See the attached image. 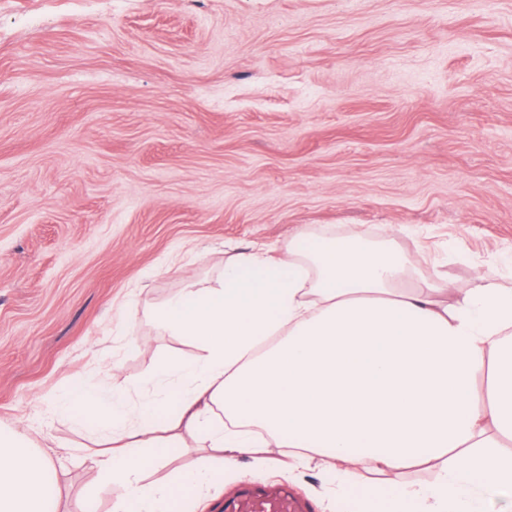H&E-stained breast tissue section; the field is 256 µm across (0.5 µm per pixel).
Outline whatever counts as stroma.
<instances>
[{
    "mask_svg": "<svg viewBox=\"0 0 512 512\" xmlns=\"http://www.w3.org/2000/svg\"><path fill=\"white\" fill-rule=\"evenodd\" d=\"M301 230L393 235L456 288L512 276V0H0V427L56 466L61 512L112 498L56 398L138 408L163 358L200 354L156 306ZM210 453L186 439L144 477ZM257 453L255 485L332 512L345 462Z\"/></svg>",
    "mask_w": 512,
    "mask_h": 512,
    "instance_id": "obj_1",
    "label": "stroma"
}]
</instances>
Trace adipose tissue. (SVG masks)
<instances>
[{"instance_id":"ef3b65f1","label":"adipose tissue","mask_w":512,"mask_h":512,"mask_svg":"<svg viewBox=\"0 0 512 512\" xmlns=\"http://www.w3.org/2000/svg\"><path fill=\"white\" fill-rule=\"evenodd\" d=\"M155 321L202 350L157 366L155 399L131 414L119 391L76 387L58 404L71 424L112 439L91 456L117 491L112 512H175L179 498L207 497L224 477L271 468L253 454L268 438L300 468L345 461L348 486L368 469L438 466L434 484L379 491L388 512H512V457L497 452L512 440L511 288L480 273L456 290L443 271L422 275L394 241L301 232L280 256L233 250L216 283L188 284ZM187 436L210 440L219 462L145 482ZM55 474L0 430V512H47Z\"/></svg>"}]
</instances>
